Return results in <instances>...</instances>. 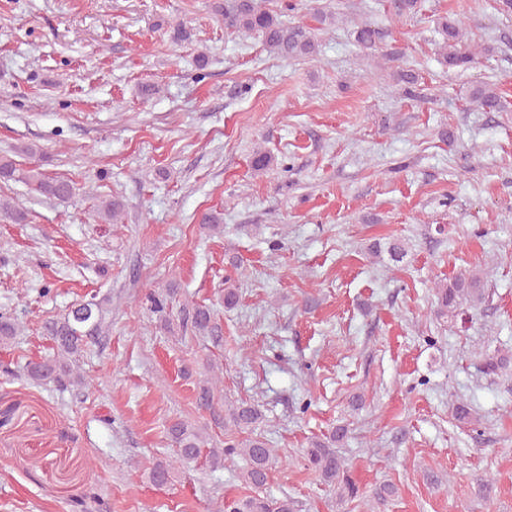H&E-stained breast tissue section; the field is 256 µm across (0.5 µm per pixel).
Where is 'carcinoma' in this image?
<instances>
[{"instance_id":"cac0c4a2","label":"carcinoma","mask_w":512,"mask_h":512,"mask_svg":"<svg viewBox=\"0 0 512 512\" xmlns=\"http://www.w3.org/2000/svg\"><path fill=\"white\" fill-rule=\"evenodd\" d=\"M266 0H221L215 6L216 12L224 20V29L230 33L247 37L254 33L262 36L269 51L284 59L309 58L317 55L318 43L303 25H290L281 17L298 9L295 0H284L280 13L275 14L265 6ZM445 36L443 49L448 67H465L473 60L474 53L457 50L462 30L459 24L447 21L442 23ZM381 39L380 32L369 23H362L357 30V41L366 50H376ZM473 100L485 112H500L505 108L499 92L484 84L478 87ZM24 179L33 184L42 194L60 201L74 197V184L65 179L46 176L35 165L22 172L14 161L0 158V182ZM124 210V203L117 199H106L96 209L104 220L115 223ZM479 278L475 275H460L453 280L440 283L435 288L437 314H454L463 301L478 302L483 299V289L477 287ZM107 299L93 294L75 305L64 317L48 319L43 330L53 342L54 354L26 362L23 373L37 385L53 384L61 389L76 387L87 389L90 382L76 367V360L84 351L88 340L99 336L104 305ZM192 324L200 336H213L219 332L213 311L206 305L193 309ZM21 332V324L9 315L0 314V344L5 345ZM262 419V412L256 404H241L229 410L225 424L238 429L249 428ZM168 434L179 448L178 460L188 462L206 454L212 465H218L224 458L234 454L242 455L248 461L243 473L244 482L258 488L265 484L269 466L274 459V449L259 438H250L227 448L209 447L210 434L206 428L189 421L177 420L168 427ZM340 434L335 432L326 440L311 443L304 454L315 472L336 490V497L344 502L358 497L359 487L353 480L345 461L336 453L335 445ZM172 466L158 462L148 472V481L154 486H163L171 478ZM218 512H294V502L284 499H268L247 496L224 506Z\"/></svg>"}]
</instances>
